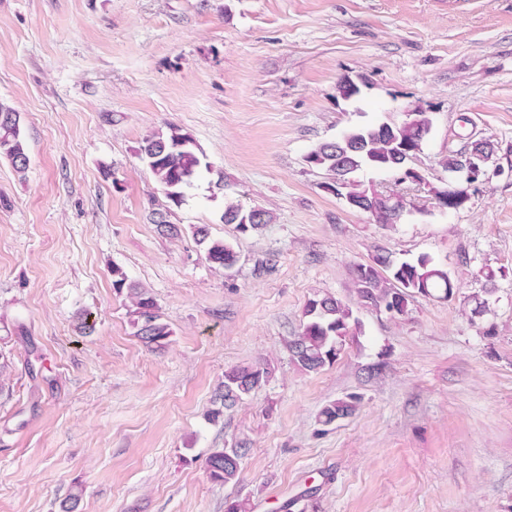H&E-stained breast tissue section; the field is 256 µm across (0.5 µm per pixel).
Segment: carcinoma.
Instances as JSON below:
<instances>
[{
	"mask_svg": "<svg viewBox=\"0 0 512 512\" xmlns=\"http://www.w3.org/2000/svg\"><path fill=\"white\" fill-rule=\"evenodd\" d=\"M368 80L361 76L354 80L343 76L337 90L345 100L361 94ZM431 130V119L423 109L414 107L399 123L383 122L379 125L353 127L339 138L319 144L306 156L311 166L326 172L324 186L336 196L352 204V209L368 218L376 219L383 229H392L401 223L408 213L407 202L399 193L379 191L371 184L356 178L365 169L391 170L398 174L408 167L403 154L410 156L421 152ZM467 149L482 163L497 152L498 147L489 139L467 138ZM0 155L6 156L13 168L24 172L29 156L20 128V115L0 101ZM138 155L148 166L167 200L178 206L185 200V189L192 185L200 170L207 166L204 156L190 134L175 125L168 130L145 136ZM437 196L457 209L467 203L463 190H438ZM223 221L233 224L237 231L246 233L258 230L273 222V215L262 209L245 210L229 204L224 208ZM196 243L205 249L209 262L225 270L238 262L234 248L222 241L210 238L204 225L193 227ZM354 291L360 303L375 309L395 310L399 315L408 312L409 299L415 296L452 300L457 284L448 271L430 256L421 255L414 261L396 263L390 256L378 253L366 264L356 263L351 268ZM112 286L117 291H128L134 298L131 324L135 336L152 350H160L168 343L172 330L161 321L159 307L154 297L144 288L128 282L121 268L112 267ZM349 307L333 297H316L308 300L300 331L288 341L291 361L305 372H318L335 361L346 336L350 335ZM269 374L259 366H236L224 371V382L218 394L220 407L209 413V420L216 421L226 409L238 405L249 396ZM356 411V401L338 399L321 410V422L331 424L351 416ZM244 448H219L205 460L206 471L212 481L226 484L238 479Z\"/></svg>",
	"mask_w": 512,
	"mask_h": 512,
	"instance_id": "1",
	"label": "carcinoma"
}]
</instances>
